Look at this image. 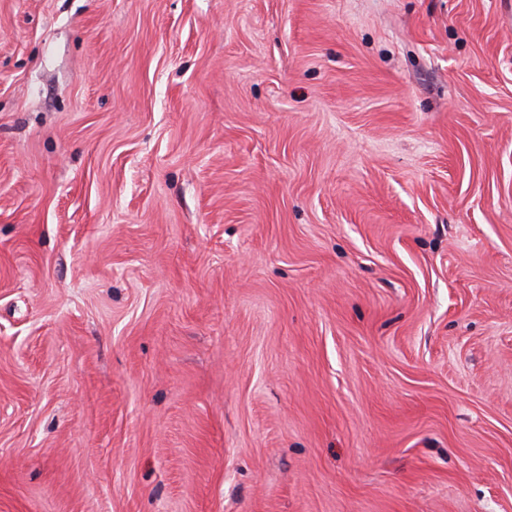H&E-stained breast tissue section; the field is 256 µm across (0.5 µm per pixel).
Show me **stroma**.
Here are the masks:
<instances>
[{
  "label": "stroma",
  "mask_w": 512,
  "mask_h": 512,
  "mask_svg": "<svg viewBox=\"0 0 512 512\" xmlns=\"http://www.w3.org/2000/svg\"><path fill=\"white\" fill-rule=\"evenodd\" d=\"M0 512H512V0H0Z\"/></svg>",
  "instance_id": "35a3bbf8"
}]
</instances>
